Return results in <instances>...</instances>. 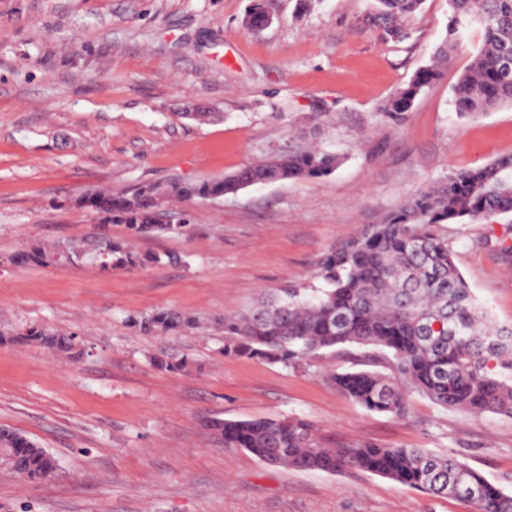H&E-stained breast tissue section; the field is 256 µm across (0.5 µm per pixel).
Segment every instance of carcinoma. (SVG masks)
I'll return each mask as SVG.
<instances>
[{"label": "carcinoma", "mask_w": 512, "mask_h": 512, "mask_svg": "<svg viewBox=\"0 0 512 512\" xmlns=\"http://www.w3.org/2000/svg\"><path fill=\"white\" fill-rule=\"evenodd\" d=\"M363 15L366 27L399 43L409 38L404 19L418 13L424 0H375ZM481 42L471 66L452 89L451 105L463 120L512 105V0H448V32L436 50L437 62L419 70L409 84L381 108L398 120L415 98L441 76L448 45L464 40L472 25ZM342 157L322 149L280 155L247 166L219 180L147 182L124 191H95L70 201L89 210L106 229L120 224L127 238L101 235L102 246L85 257L102 270L178 263L165 253L142 254L130 239L182 235L188 224L153 223L155 199L208 201L276 176L282 181L328 176ZM512 214V154L449 175L410 198L377 224L323 252L317 260L321 286L280 288L264 294L240 314L218 323L224 329V354L267 360L285 366L317 359L338 346L371 347L382 353L372 369L328 373L347 400L376 413L405 417L411 398L420 396L441 408L469 414L492 413L512 419V332L492 324L491 314L458 271L445 224L483 223ZM75 248L61 249L32 241L7 258L17 267H50L71 262ZM128 326L148 336H175L200 327L195 317L159 308L131 315ZM41 346L55 355L77 359L84 348L76 336L43 326L0 340ZM159 370H182L186 358L153 359ZM210 431L226 448H243L275 466L330 474L360 471L382 476L433 497L453 498L469 512H512V493L487 481L455 455L426 448L387 447L355 442L324 446L312 425L296 418L230 420L214 418ZM4 446L0 464L26 482L52 476L57 462L46 449L9 428H0ZM485 490L471 499L449 491L453 482Z\"/></svg>", "instance_id": "1"}]
</instances>
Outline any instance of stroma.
Listing matches in <instances>:
<instances>
[{"label": "stroma", "instance_id": "1", "mask_svg": "<svg viewBox=\"0 0 512 512\" xmlns=\"http://www.w3.org/2000/svg\"><path fill=\"white\" fill-rule=\"evenodd\" d=\"M251 0H0V330L74 333L77 361L0 343V426L46 448L56 473L26 482L0 469V512H468L365 473L265 464L216 443L212 417H300L328 447L370 441L462 455L512 492V419L411 401L407 417L366 411L327 381L363 368L346 346L290 368L225 356L216 320L265 292L316 284V262L362 224L465 168L512 153V106L460 120L450 90L478 38L400 124L381 106L430 64L448 0H425L401 43L358 31L374 0H266L272 22L244 26ZM214 114L184 119L192 105ZM313 146L339 153L332 175L254 184L182 203L186 236L133 239L176 264L101 271L82 259L18 269L24 244L90 246L99 229L71 198L102 187L221 179ZM454 261L500 327L512 328V215L444 228ZM166 307L201 329L145 336L131 314ZM187 356L164 372L154 356Z\"/></svg>", "mask_w": 512, "mask_h": 512}]
</instances>
